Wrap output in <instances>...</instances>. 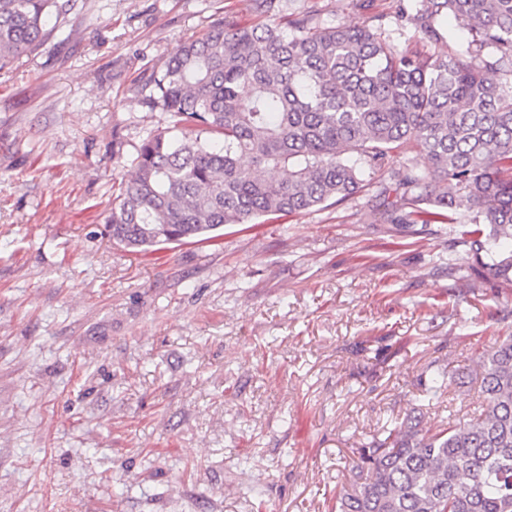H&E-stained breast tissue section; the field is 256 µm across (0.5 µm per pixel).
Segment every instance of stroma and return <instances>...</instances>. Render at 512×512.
I'll return each mask as SVG.
<instances>
[{
  "instance_id": "35a3bbf8",
  "label": "stroma",
  "mask_w": 512,
  "mask_h": 512,
  "mask_svg": "<svg viewBox=\"0 0 512 512\" xmlns=\"http://www.w3.org/2000/svg\"><path fill=\"white\" fill-rule=\"evenodd\" d=\"M396 0H291L327 26ZM249 0H75L0 71V512H331L358 448L512 335V290L458 300L454 233L360 197L143 255L104 234L129 158L166 127L136 80ZM451 382L430 398L437 370Z\"/></svg>"
}]
</instances>
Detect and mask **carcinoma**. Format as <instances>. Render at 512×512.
<instances>
[{"instance_id":"obj_1","label":"carcinoma","mask_w":512,"mask_h":512,"mask_svg":"<svg viewBox=\"0 0 512 512\" xmlns=\"http://www.w3.org/2000/svg\"><path fill=\"white\" fill-rule=\"evenodd\" d=\"M67 7L0 0V70L43 46ZM251 8L263 23L218 20L139 77L168 126L135 147L104 216L112 242L146 254L361 194L383 224H455L464 194L475 215L448 253L454 287L512 288V0H404L397 23L425 52L283 0ZM450 16L471 40L440 54ZM475 378L476 417L432 430L413 415L362 445L368 475L336 494V512H512V336L482 352Z\"/></svg>"}]
</instances>
